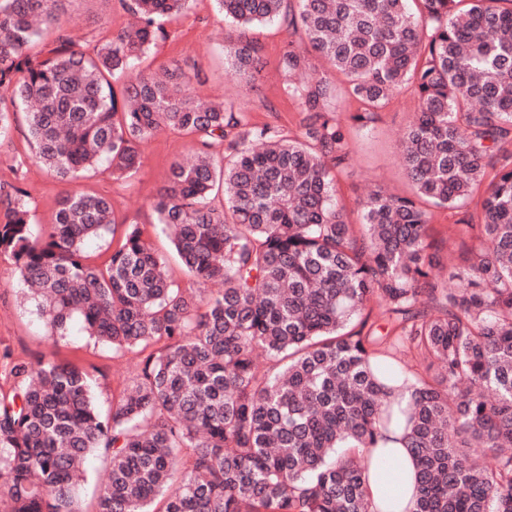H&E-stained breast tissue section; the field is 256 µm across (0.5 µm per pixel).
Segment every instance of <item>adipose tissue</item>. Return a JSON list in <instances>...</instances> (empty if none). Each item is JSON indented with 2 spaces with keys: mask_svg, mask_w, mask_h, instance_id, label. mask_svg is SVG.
Returning a JSON list of instances; mask_svg holds the SVG:
<instances>
[{
  "mask_svg": "<svg viewBox=\"0 0 512 512\" xmlns=\"http://www.w3.org/2000/svg\"><path fill=\"white\" fill-rule=\"evenodd\" d=\"M415 475L412 455L400 443L374 448L366 471L370 512H412Z\"/></svg>",
  "mask_w": 512,
  "mask_h": 512,
  "instance_id": "1",
  "label": "adipose tissue"
}]
</instances>
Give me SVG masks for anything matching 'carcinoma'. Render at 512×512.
<instances>
[{
  "label": "carcinoma",
  "mask_w": 512,
  "mask_h": 512,
  "mask_svg": "<svg viewBox=\"0 0 512 512\" xmlns=\"http://www.w3.org/2000/svg\"><path fill=\"white\" fill-rule=\"evenodd\" d=\"M64 2L0 0V130L5 99L31 103L35 159L66 182L100 163L127 179L159 131L191 134L194 159L173 165L153 228L190 277L223 288L177 286L146 225L117 232L105 196L62 195L36 235L26 191L0 187V254L52 339L79 321L138 359L106 411L83 368L12 367L6 512H83L94 453L109 458L95 512H369L365 452L392 427L419 461L416 512H512V0H216L227 72L247 84L264 65L253 29L288 33L293 137L198 100L177 63L138 70L189 0H122L134 23L92 54L62 30L30 52ZM313 54L355 112L336 111L332 77L305 79ZM405 85L420 100L401 150L414 196L372 191L352 224L335 196L351 124ZM425 202L456 211L470 243L447 283ZM111 233L112 252L90 262L84 243Z\"/></svg>",
  "instance_id": "obj_1"
}]
</instances>
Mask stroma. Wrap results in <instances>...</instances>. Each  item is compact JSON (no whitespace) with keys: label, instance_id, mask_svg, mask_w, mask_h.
<instances>
[{"label":"stroma","instance_id":"35a3bbf8","mask_svg":"<svg viewBox=\"0 0 512 512\" xmlns=\"http://www.w3.org/2000/svg\"><path fill=\"white\" fill-rule=\"evenodd\" d=\"M66 12V32L88 53L128 21L121 0H68ZM166 31V37L142 58V71L154 72L179 62L193 78L195 97L222 100L245 112L252 123L297 135L300 114L284 91V77L277 65L288 39L279 25L256 29L266 65L249 85L231 78L225 70L224 18L215 0H190L187 11L167 21ZM418 109L417 95L405 86L376 112L368 128L352 127L350 163L336 183V197L350 221H357L359 201L373 186L400 194L410 192L401 165L400 142ZM192 150L191 135L166 129L145 144L142 163L131 178H113L100 165L68 184L35 162L25 114L16 106L10 110L8 130L0 134V186L22 184L28 193L31 219L42 226L52 223L58 200L70 190L106 196L117 221L148 225L153 220L150 204L168 184L172 164L188 158ZM22 288L12 260L0 255V396L12 392L14 364L43 357L93 371L98 401L108 404L134 375L133 364L111 347L94 343L77 325L64 339H50L44 322L23 301Z\"/></svg>","mask_w":512,"mask_h":512}]
</instances>
